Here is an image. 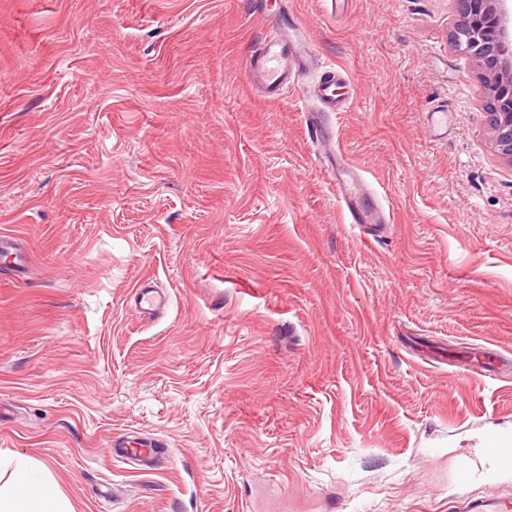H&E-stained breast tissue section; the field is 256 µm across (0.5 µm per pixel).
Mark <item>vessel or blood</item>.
<instances>
[{
  "instance_id": "vessel-or-blood-1",
  "label": "vessel or blood",
  "mask_w": 512,
  "mask_h": 512,
  "mask_svg": "<svg viewBox=\"0 0 512 512\" xmlns=\"http://www.w3.org/2000/svg\"><path fill=\"white\" fill-rule=\"evenodd\" d=\"M267 27L257 42L254 58L246 75L253 86L265 92L282 93L294 86L298 74L311 59V49L299 24L285 22L281 14L265 12ZM339 79L328 74L313 91V104L304 110V121L312 140L320 143L330 167L340 202L346 207L351 223L386 224L390 215L358 170L336 150V131L332 114L336 110V88ZM140 310L149 314L164 312L165 296L142 287L137 291ZM512 477V431L492 428L485 432L480 448L471 462L462 464L456 473L461 483L483 481L494 483ZM459 512H512V503L498 498L466 501Z\"/></svg>"
}]
</instances>
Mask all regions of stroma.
Returning <instances> with one entry per match:
<instances>
[{"label": "stroma", "mask_w": 512, "mask_h": 512, "mask_svg": "<svg viewBox=\"0 0 512 512\" xmlns=\"http://www.w3.org/2000/svg\"><path fill=\"white\" fill-rule=\"evenodd\" d=\"M393 221L350 223L253 0H0V453L73 512H449L512 380V159L452 0H288ZM448 105V133L427 112ZM167 293L164 316L135 292ZM157 445L150 469L104 448Z\"/></svg>", "instance_id": "1"}]
</instances>
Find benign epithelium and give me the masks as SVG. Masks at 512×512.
<instances>
[{"label":"benign epithelium","instance_id":"1","mask_svg":"<svg viewBox=\"0 0 512 512\" xmlns=\"http://www.w3.org/2000/svg\"><path fill=\"white\" fill-rule=\"evenodd\" d=\"M452 46L471 56L484 81L480 92L496 146L512 158V0H453Z\"/></svg>","mask_w":512,"mask_h":512}]
</instances>
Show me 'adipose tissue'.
Returning <instances> with one entry per match:
<instances>
[{"label":"adipose tissue","instance_id":"1","mask_svg":"<svg viewBox=\"0 0 512 512\" xmlns=\"http://www.w3.org/2000/svg\"><path fill=\"white\" fill-rule=\"evenodd\" d=\"M49 480L44 464L0 456V512H71L62 498L47 492Z\"/></svg>","mask_w":512,"mask_h":512}]
</instances>
